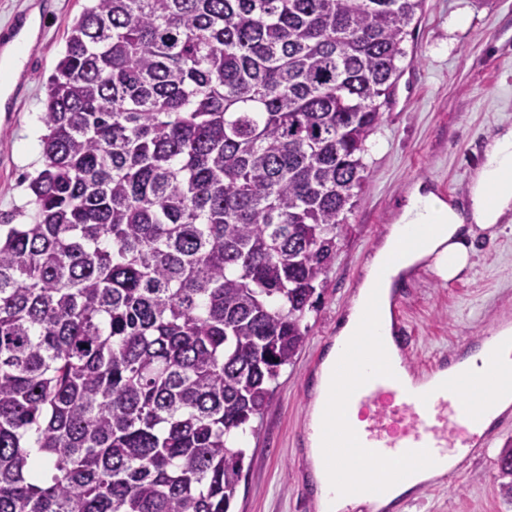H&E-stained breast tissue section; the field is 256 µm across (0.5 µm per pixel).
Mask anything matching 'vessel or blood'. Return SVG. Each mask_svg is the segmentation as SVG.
Wrapping results in <instances>:
<instances>
[{
  "mask_svg": "<svg viewBox=\"0 0 512 512\" xmlns=\"http://www.w3.org/2000/svg\"><path fill=\"white\" fill-rule=\"evenodd\" d=\"M497 369L512 372V344L495 332L472 340ZM457 356L443 355L428 367V374L443 373L433 388L431 408L407 388L393 370L386 352L361 361L348 354L336 386V415L340 427L322 426L337 463L384 459L403 471H412L423 457L445 456L446 473L455 480L476 449L489 447L505 420L495 408L493 389L467 372L452 373Z\"/></svg>",
  "mask_w": 512,
  "mask_h": 512,
  "instance_id": "1",
  "label": "vessel or blood"
}]
</instances>
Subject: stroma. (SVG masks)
<instances>
[{"label": "stroma", "instance_id": "stroma-1", "mask_svg": "<svg viewBox=\"0 0 512 512\" xmlns=\"http://www.w3.org/2000/svg\"><path fill=\"white\" fill-rule=\"evenodd\" d=\"M87 0H0V35L13 39L31 14L44 15L21 50L24 85L0 110V215L28 208L25 175L41 168L46 82L68 31ZM397 106H384L364 158L360 199L324 278L308 334L277 381L272 405L254 422L243 478L231 512H318L310 463L296 436L309 424L312 385L346 316L364 266L419 182L436 193L468 195L488 138L512 126V0H426L405 43ZM401 313L420 367L464 347L498 325L512 326V225H498L475 244L472 265L445 281L427 267L400 285ZM512 443V422L490 447L475 451L462 475L427 482L412 512H512L499 494L497 460Z\"/></svg>", "mask_w": 512, "mask_h": 512}]
</instances>
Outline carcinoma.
Returning <instances> with one entry per match:
<instances>
[{
	"instance_id": "1",
	"label": "carcinoma",
	"mask_w": 512,
	"mask_h": 512,
	"mask_svg": "<svg viewBox=\"0 0 512 512\" xmlns=\"http://www.w3.org/2000/svg\"><path fill=\"white\" fill-rule=\"evenodd\" d=\"M423 3L89 0L0 219V512H229Z\"/></svg>"
}]
</instances>
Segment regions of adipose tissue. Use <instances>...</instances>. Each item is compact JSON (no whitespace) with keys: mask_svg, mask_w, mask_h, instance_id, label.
I'll return each mask as SVG.
<instances>
[{"mask_svg":"<svg viewBox=\"0 0 512 512\" xmlns=\"http://www.w3.org/2000/svg\"><path fill=\"white\" fill-rule=\"evenodd\" d=\"M512 220V127L498 130L486 143L483 160L473 172L468 201L460 207L445 204L426 184L417 183L399 219L387 232L365 268L346 319L326 352L318 374L312 425L332 421L333 392L343 355L348 350L370 354L390 347L393 329L391 285L396 276L433 260L438 275L457 278L470 264L468 243L495 225ZM307 456L319 512H340L344 482L333 454L318 437H311ZM447 459H428L414 473L390 481L374 500L375 512H389L394 503L428 481L443 476Z\"/></svg>","mask_w":512,"mask_h":512,"instance_id":"adipose-tissue-1","label":"adipose tissue"}]
</instances>
